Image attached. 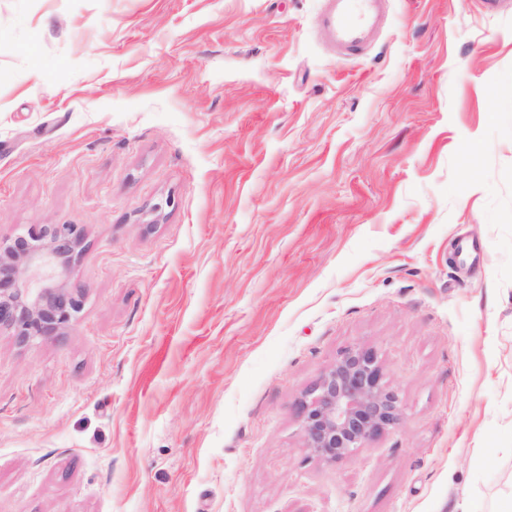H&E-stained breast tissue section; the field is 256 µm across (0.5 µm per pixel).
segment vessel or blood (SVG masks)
<instances>
[{
    "label": "vessel or blood",
    "instance_id": "obj_1",
    "mask_svg": "<svg viewBox=\"0 0 512 512\" xmlns=\"http://www.w3.org/2000/svg\"><path fill=\"white\" fill-rule=\"evenodd\" d=\"M384 0H327L320 25L323 36L348 54H360L383 17Z\"/></svg>",
    "mask_w": 512,
    "mask_h": 512
}]
</instances>
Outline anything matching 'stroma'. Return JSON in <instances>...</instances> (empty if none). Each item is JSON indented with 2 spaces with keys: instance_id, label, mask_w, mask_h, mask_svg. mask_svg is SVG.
<instances>
[{
  "instance_id": "obj_1",
  "label": "stroma",
  "mask_w": 512,
  "mask_h": 512,
  "mask_svg": "<svg viewBox=\"0 0 512 512\" xmlns=\"http://www.w3.org/2000/svg\"><path fill=\"white\" fill-rule=\"evenodd\" d=\"M318 9L0 0V239L84 236L74 325L0 334V512L512 500V11L391 0L353 56ZM351 347L402 415L329 462ZM300 410L304 448L330 462L363 448L401 417L377 354L366 348L346 350L305 393Z\"/></svg>"
}]
</instances>
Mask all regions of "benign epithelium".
<instances>
[{
	"instance_id": "benign-epithelium-1",
	"label": "benign epithelium",
	"mask_w": 512,
	"mask_h": 512,
	"mask_svg": "<svg viewBox=\"0 0 512 512\" xmlns=\"http://www.w3.org/2000/svg\"><path fill=\"white\" fill-rule=\"evenodd\" d=\"M83 242L77 224H30L0 240V330L22 344L72 326L83 301L66 287ZM304 447L340 461L397 424L401 407L377 354L346 350L300 403Z\"/></svg>"
}]
</instances>
